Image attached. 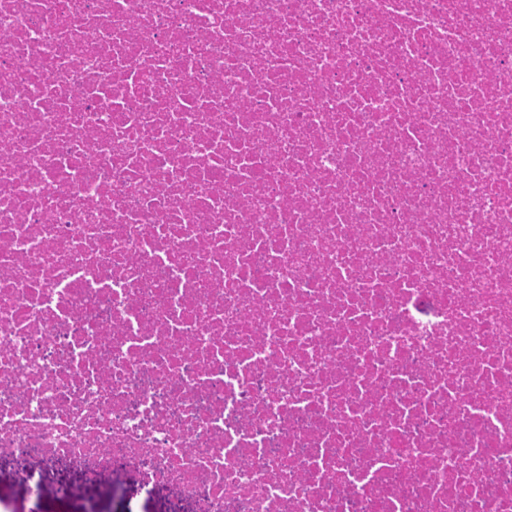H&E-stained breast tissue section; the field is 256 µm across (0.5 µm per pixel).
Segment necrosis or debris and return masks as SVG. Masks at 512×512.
Instances as JSON below:
<instances>
[{
    "instance_id": "necrosis-or-debris-1",
    "label": "necrosis or debris",
    "mask_w": 512,
    "mask_h": 512,
    "mask_svg": "<svg viewBox=\"0 0 512 512\" xmlns=\"http://www.w3.org/2000/svg\"><path fill=\"white\" fill-rule=\"evenodd\" d=\"M4 460L512 512V0H0Z\"/></svg>"
}]
</instances>
